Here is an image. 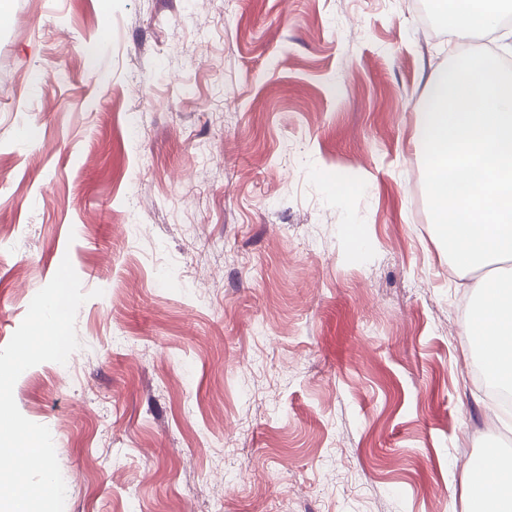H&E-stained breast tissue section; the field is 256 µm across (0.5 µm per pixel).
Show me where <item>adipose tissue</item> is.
I'll list each match as a JSON object with an SVG mask.
<instances>
[{"mask_svg":"<svg viewBox=\"0 0 512 512\" xmlns=\"http://www.w3.org/2000/svg\"><path fill=\"white\" fill-rule=\"evenodd\" d=\"M472 483L469 512H512V464L502 463L495 450L471 460Z\"/></svg>","mask_w":512,"mask_h":512,"instance_id":"obj_1","label":"adipose tissue"}]
</instances>
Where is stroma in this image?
I'll return each instance as SVG.
<instances>
[{"mask_svg": "<svg viewBox=\"0 0 512 512\" xmlns=\"http://www.w3.org/2000/svg\"><path fill=\"white\" fill-rule=\"evenodd\" d=\"M471 47L412 0H10L0 347L62 260L89 295L13 390L64 512H466L512 460L416 142Z\"/></svg>", "mask_w": 512, "mask_h": 512, "instance_id": "obj_1", "label": "stroma"}]
</instances>
